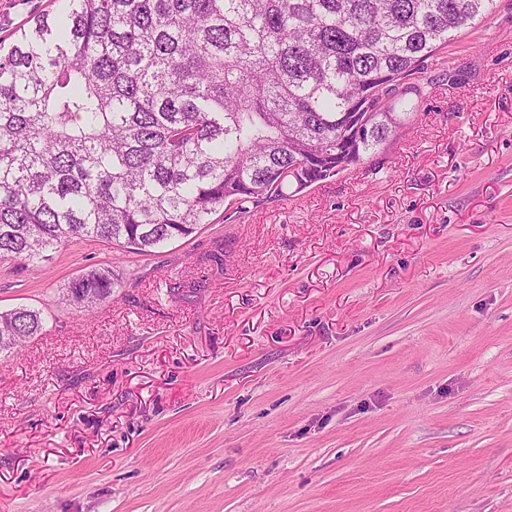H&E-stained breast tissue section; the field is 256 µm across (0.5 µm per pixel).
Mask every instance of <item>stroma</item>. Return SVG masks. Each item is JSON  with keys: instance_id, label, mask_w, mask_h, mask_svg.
Here are the masks:
<instances>
[{"instance_id": "1", "label": "stroma", "mask_w": 512, "mask_h": 512, "mask_svg": "<svg viewBox=\"0 0 512 512\" xmlns=\"http://www.w3.org/2000/svg\"><path fill=\"white\" fill-rule=\"evenodd\" d=\"M58 7L0 0V41ZM411 82L303 192L0 260V311L43 318L0 353V512H512V0ZM117 287L114 281L111 266H103L88 273L77 276L68 282L66 294L74 293L77 298L83 299L81 307L89 310L99 301L112 295L113 288Z\"/></svg>"}]
</instances>
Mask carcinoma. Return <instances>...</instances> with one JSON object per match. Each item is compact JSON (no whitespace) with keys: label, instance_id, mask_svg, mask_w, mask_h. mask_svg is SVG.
Wrapping results in <instances>:
<instances>
[{"label":"carcinoma","instance_id":"carcinoma-1","mask_svg":"<svg viewBox=\"0 0 512 512\" xmlns=\"http://www.w3.org/2000/svg\"><path fill=\"white\" fill-rule=\"evenodd\" d=\"M62 2L0 46L1 260L148 253L348 169L396 135L403 81L495 0ZM115 287L103 266L65 291L89 310ZM42 328L0 314L9 350Z\"/></svg>","mask_w":512,"mask_h":512}]
</instances>
